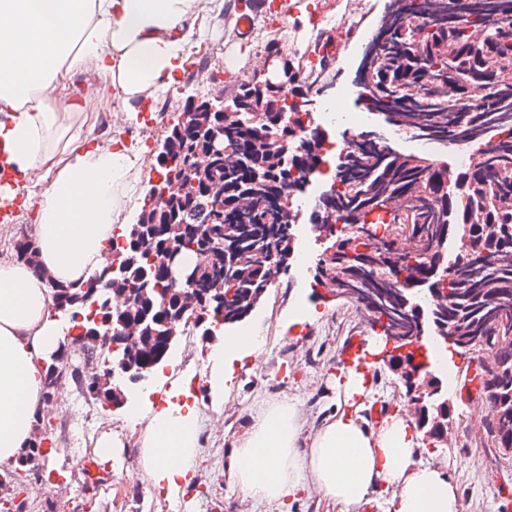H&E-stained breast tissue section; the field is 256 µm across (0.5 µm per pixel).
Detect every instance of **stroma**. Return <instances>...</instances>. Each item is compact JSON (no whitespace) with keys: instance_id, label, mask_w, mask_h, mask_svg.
I'll list each match as a JSON object with an SVG mask.
<instances>
[{"instance_id":"obj_1","label":"stroma","mask_w":512,"mask_h":512,"mask_svg":"<svg viewBox=\"0 0 512 512\" xmlns=\"http://www.w3.org/2000/svg\"><path fill=\"white\" fill-rule=\"evenodd\" d=\"M293 7L269 28L263 11L252 12L256 36L276 33L285 41L301 46L316 37L310 9L322 5L329 17L346 25L348 46L334 66L322 78L324 91L313 95L345 97L349 108L360 115L359 130H374L384 135L392 150L402 153L425 152L442 156L455 163L459 149L437 144L420 145L410 134L390 130L382 116L361 110L358 102L357 71L363 46L368 42L387 0H291ZM208 35L197 42L190 58L197 67L208 69L211 78L199 82L192 74L180 73L178 81L162 93L153 94L157 111L153 118L138 123L108 122V110L122 106L112 85H105L99 95L83 102L76 123L83 133L105 143L119 139L143 147L141 162L129 176L130 181L145 183L158 180L154 144L163 139L164 131L182 92L219 93L223 86L217 78L224 73L227 61L236 69L254 68L255 56L243 49L233 27L218 20L217 11L202 13ZM312 210L300 213L296 226V252L305 256L304 265H292L268 289L262 302L243 325L225 328V335L238 334L247 328L263 338L259 357L244 355L235 363L234 378L227 401L213 409L209 394L210 355L213 341L199 331L180 336L164 364L170 378L192 380L193 389L186 401L197 411L201 435L196 473L169 497L151 475L139 466L141 444L150 430L148 417L133 420L128 408L96 406L92 416H85L84 397L72 379H64L58 397L48 403L43 416L34 422V433L51 425L52 433L44 441V457L37 474L21 482L0 486V499L9 504L26 503V512H142V501L151 498L164 506L165 512H346L318 493L307 491L296 499L272 506L243 493L228 482L226 466L236 448L250 433L265 411L274 405L295 406L302 420V436L311 439L325 418L336 408V365L339 353L351 334L364 331L361 311L348 302L328 298L325 289L314 287L316 266L326 248L316 240L309 224ZM468 363L456 357L447 367L448 398L453 404L455 425L447 447L423 449L421 458L429 462L442 460L445 472L454 485L463 512H500L501 499L512 496V470H497L491 454L482 448L484 430L471 419L458 401L457 389L464 380ZM118 435L122 445L104 458L98 448L103 435ZM93 459V473H86L84 462ZM65 478L67 489L57 492L53 486Z\"/></svg>"}]
</instances>
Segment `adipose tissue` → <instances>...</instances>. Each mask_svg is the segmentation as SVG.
Instances as JSON below:
<instances>
[{"instance_id": "obj_1", "label": "adipose tissue", "mask_w": 512, "mask_h": 512, "mask_svg": "<svg viewBox=\"0 0 512 512\" xmlns=\"http://www.w3.org/2000/svg\"><path fill=\"white\" fill-rule=\"evenodd\" d=\"M197 0H0V166L49 180L35 226L39 264H0V465L15 462L41 409L46 370L64 338L52 310L49 280L80 283L102 266L119 190L140 154L125 143H100L71 123L80 109L75 75L92 70L123 93L129 123L135 98L171 86L203 35ZM79 143L56 168L58 151ZM357 375L336 385V410L302 443L296 409L260 419L237 448L228 480L274 504L306 484L346 507L390 493L386 512H462L448 476L424 464L405 417L371 428L355 404ZM172 389L154 410L141 461L157 483L178 492L198 448L196 411Z\"/></svg>"}]
</instances>
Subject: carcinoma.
I'll list each match as a JSON object with an SVG mask.
<instances>
[{
	"instance_id": "1",
	"label": "carcinoma",
	"mask_w": 512,
	"mask_h": 512,
	"mask_svg": "<svg viewBox=\"0 0 512 512\" xmlns=\"http://www.w3.org/2000/svg\"><path fill=\"white\" fill-rule=\"evenodd\" d=\"M469 12L448 15V0H389L391 22L383 54L373 67L372 99L358 95L371 112L383 111L390 125L427 143L448 144V137L473 149L468 166L448 181V163L412 154H395L380 133L351 135L319 199L325 224H339L317 264L315 278L328 288H371L383 304L415 332L463 356L470 343L493 346L485 364L481 402L488 446L496 466L512 464V148L495 141L506 135L512 145V0H469ZM313 84L302 75L289 89L292 101L263 86L244 71L224 94V111L214 112L216 97L197 93L182 99L172 113L163 144L168 161L188 163L178 191L159 199L146 196L136 223L112 238L108 251L125 239L141 253L121 249L124 268L99 296L112 307V328L131 321L150 348L129 355V363L153 375L168 357L162 336L171 313L189 309L204 320L202 335H216L224 324L243 322L294 255L296 213L293 201L312 178L325 174L330 151L311 125ZM224 130V153L214 151L210 133ZM402 198L405 209L385 217ZM369 223L375 248L359 234ZM196 234H187V228ZM224 242V249L215 245ZM420 244V260L409 245ZM165 244L183 248L197 267L198 284L224 295L199 297L183 286L165 290L160 265L142 259ZM275 248L276 258L269 257ZM32 240L15 243L19 262H35ZM53 305L79 308L81 284L49 280ZM92 331L70 337L67 362L100 355ZM388 367L403 382L416 411L421 443L448 445L454 418L443 382L431 365L409 348L390 355ZM71 378L85 394L105 400L112 381L84 379L78 366ZM42 439L30 441L17 459L33 466L43 457Z\"/></svg>"
}]
</instances>
